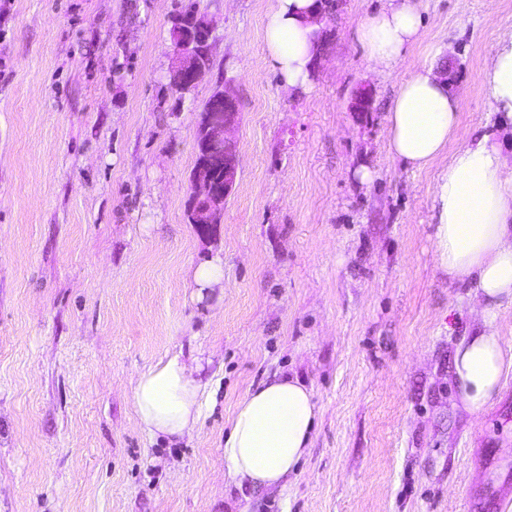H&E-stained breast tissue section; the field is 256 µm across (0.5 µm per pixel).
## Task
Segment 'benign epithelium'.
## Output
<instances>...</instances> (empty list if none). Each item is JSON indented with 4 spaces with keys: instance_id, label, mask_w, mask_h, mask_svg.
I'll return each mask as SVG.
<instances>
[{
    "instance_id": "1",
    "label": "benign epithelium",
    "mask_w": 512,
    "mask_h": 512,
    "mask_svg": "<svg viewBox=\"0 0 512 512\" xmlns=\"http://www.w3.org/2000/svg\"><path fill=\"white\" fill-rule=\"evenodd\" d=\"M199 25V32L174 43L172 76L181 92L186 93L200 81L208 67L197 62V54L208 52L211 26L198 14L177 15L173 23L182 27L186 22ZM238 103L224 87H217L207 105L199 113L195 129L197 150L201 161L193 169L191 192L187 200V216L202 234L208 233L222 222L224 202L233 193L239 168L237 142L228 131L238 123ZM224 170V184L213 179V172Z\"/></svg>"
}]
</instances>
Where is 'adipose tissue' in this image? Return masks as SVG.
<instances>
[{
  "label": "adipose tissue",
  "mask_w": 512,
  "mask_h": 512,
  "mask_svg": "<svg viewBox=\"0 0 512 512\" xmlns=\"http://www.w3.org/2000/svg\"><path fill=\"white\" fill-rule=\"evenodd\" d=\"M317 0H277L267 28L272 68L289 89H306L318 58ZM418 0H388L357 27L364 57L380 71L392 69L422 34ZM483 82L497 112L512 119V37L500 40ZM388 150L424 170L440 156L448 164L433 190L437 222L435 267L468 288L483 306L482 328L463 337L452 356L453 383L462 407L484 413L512 375V341L496 319L512 303V165L496 132L462 136L459 105L439 69L427 67L400 85L387 114ZM456 151H449L452 141ZM208 383L201 356L177 351L140 372L131 401L141 431L175 443L191 437L203 413ZM320 408L297 374H276L237 402L224 439V490L285 492L307 455Z\"/></svg>",
  "instance_id": "adipose-tissue-1"
}]
</instances>
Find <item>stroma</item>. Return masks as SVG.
<instances>
[{
  "label": "stroma",
  "instance_id": "35a3bbf8",
  "mask_svg": "<svg viewBox=\"0 0 512 512\" xmlns=\"http://www.w3.org/2000/svg\"><path fill=\"white\" fill-rule=\"evenodd\" d=\"M189 3L212 24V65L182 96L170 28ZM384 3L336 0L298 94L269 61L276 0H0V512H226L235 405L293 371L322 408L310 451L287 496L246 493L240 512L512 505V376L480 415L451 387L481 307L435 268L448 160L391 157L386 121L400 83L440 62L462 131L504 124L483 70L512 0H420L422 42L382 73L356 29ZM221 84L239 102L240 167L204 238L186 205ZM214 257L224 287L198 295L193 272ZM195 347L210 359L200 424L149 439L131 382Z\"/></svg>",
  "mask_w": 512,
  "mask_h": 512
}]
</instances>
